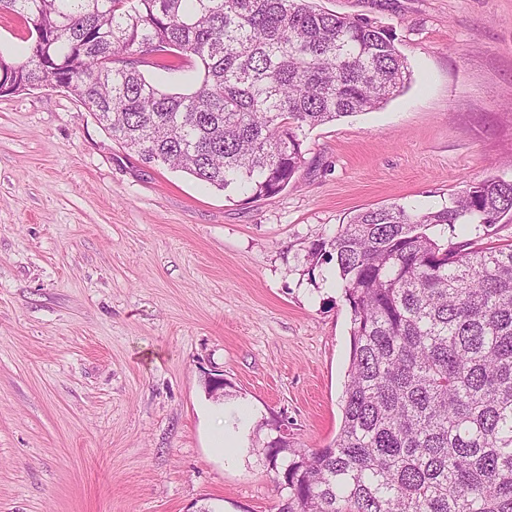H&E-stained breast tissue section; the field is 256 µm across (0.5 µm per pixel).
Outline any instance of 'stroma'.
I'll list each match as a JSON object with an SVG mask.
<instances>
[{
  "label": "stroma",
  "mask_w": 512,
  "mask_h": 512,
  "mask_svg": "<svg viewBox=\"0 0 512 512\" xmlns=\"http://www.w3.org/2000/svg\"><path fill=\"white\" fill-rule=\"evenodd\" d=\"M313 3L392 29L411 81L300 132L272 198L142 163L64 91L0 97V512H276L274 424L321 448L342 422L350 312L311 244L512 180V0ZM431 233L512 245L507 219ZM243 418L230 463L211 427Z\"/></svg>",
  "instance_id": "obj_1"
}]
</instances>
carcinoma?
<instances>
[{"instance_id":"obj_1","label":"carcinoma","mask_w":512,"mask_h":512,"mask_svg":"<svg viewBox=\"0 0 512 512\" xmlns=\"http://www.w3.org/2000/svg\"><path fill=\"white\" fill-rule=\"evenodd\" d=\"M41 40L0 55L15 91L64 86L122 148L218 190L271 198L298 131L379 109L410 79L389 29L311 0H0ZM195 63L188 93L134 55ZM512 218V181L427 212L366 209L309 248L351 313L342 425L325 448L267 445L277 512H512V245L462 250L439 224Z\"/></svg>"}]
</instances>
